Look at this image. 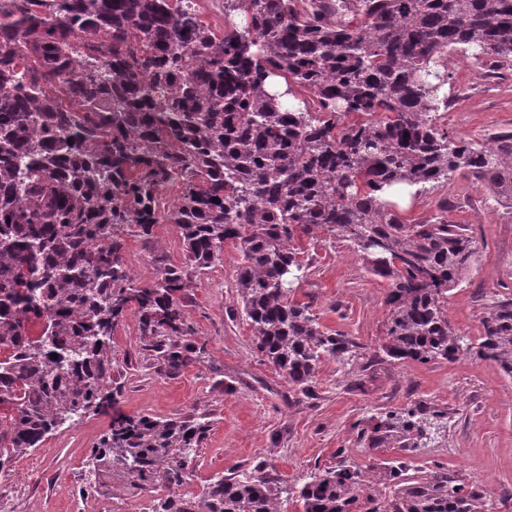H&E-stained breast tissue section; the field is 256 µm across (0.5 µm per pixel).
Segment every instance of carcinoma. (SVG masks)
<instances>
[{"mask_svg": "<svg viewBox=\"0 0 512 512\" xmlns=\"http://www.w3.org/2000/svg\"><path fill=\"white\" fill-rule=\"evenodd\" d=\"M235 11L249 21L218 34L193 0H0V473L60 419L110 411L94 477L170 490L151 512H280L284 495L303 512H482L478 486L442 464L411 480L404 456L344 460L292 486L261 463L181 493L208 422L114 409V327L134 307L167 373L194 364L187 291L228 241L255 348L295 391L311 393L325 359L361 356L291 297L305 269L292 241L321 231L388 281L387 357L469 354L512 377V298L495 301L475 343L448 323V291L477 253L465 225L446 206L419 220L383 198L403 184L415 200L458 173L512 208V132L491 145L453 136L437 118L451 101L436 96L448 53L512 58V0H224ZM274 77L294 104L269 91ZM175 180L182 194L164 209ZM162 220L179 228L185 262L140 285L125 226L147 239ZM35 320L50 339L29 336ZM442 417L388 412L358 437L412 453Z\"/></svg>", "mask_w": 512, "mask_h": 512, "instance_id": "obj_1", "label": "carcinoma"}]
</instances>
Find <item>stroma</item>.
Segmentation results:
<instances>
[{"mask_svg": "<svg viewBox=\"0 0 512 512\" xmlns=\"http://www.w3.org/2000/svg\"><path fill=\"white\" fill-rule=\"evenodd\" d=\"M448 71L459 96L440 114L450 134L486 139L512 131V62L492 72L453 52ZM442 200L449 221L466 225L478 247L446 304L453 331L473 339L494 300L512 297V208L474 179L455 174L417 198L414 216H430ZM300 246L306 270L294 298L310 304L322 330L352 338L368 355L378 352L389 313L386 280L369 272L350 242L329 233L302 239ZM125 259L143 283L164 266L181 265L177 226L157 225L146 241L127 236ZM241 259L239 247L225 243L220 260L190 289L186 313L198 359L180 374L166 373L146 349L135 310L112 336V391L124 413L203 416L209 423L188 463L184 491L202 493L213 478L251 471L262 461L267 473L291 484L335 466L342 455L358 465L374 463L375 452L358 441L359 422L421 406L438 408L444 418L431 444L410 454L412 474L445 464L483 490L489 512H512V378L496 362L462 356L425 364L362 358L344 365L330 358L311 395H298L264 362L238 315ZM110 421L88 414L16 456L9 475L0 476V496L11 501L13 512H141L153 493L118 480L108 488L88 484L89 451Z\"/></svg>", "mask_w": 512, "mask_h": 512, "instance_id": "1", "label": "stroma"}]
</instances>
